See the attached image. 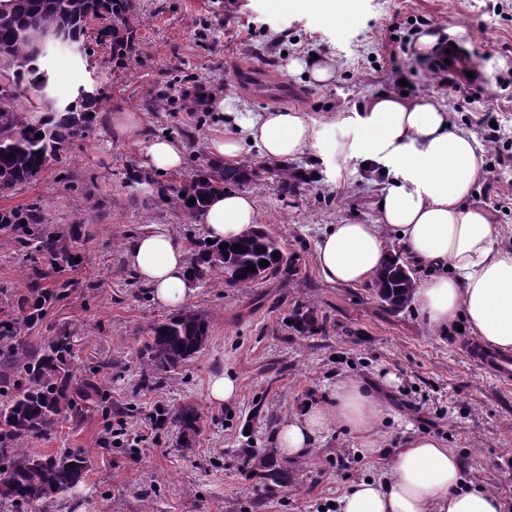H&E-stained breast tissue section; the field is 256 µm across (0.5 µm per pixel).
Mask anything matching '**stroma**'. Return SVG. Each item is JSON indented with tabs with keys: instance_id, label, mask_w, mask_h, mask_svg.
<instances>
[{
	"instance_id": "35a3bbf8",
	"label": "stroma",
	"mask_w": 512,
	"mask_h": 512,
	"mask_svg": "<svg viewBox=\"0 0 512 512\" xmlns=\"http://www.w3.org/2000/svg\"><path fill=\"white\" fill-rule=\"evenodd\" d=\"M351 24L323 20L320 12L273 9L270 0H136L140 49L123 68L106 48L87 37V53L49 51L43 66L50 92L70 101L79 86L103 88L107 101L98 122L75 138L67 152L8 199L11 207L40 199L54 224L65 228L87 217L91 235L81 265L67 269L73 283L67 299L52 308L25 341L36 347L67 333L77 376L106 382L112 417L95 414L83 422L58 424L48 436L27 440L40 454L80 449L91 460L78 505L55 500L37 512H335L332 503L354 481L385 470L412 433L442 440L460 457L467 478L497 493L512 512V382L505 383L468 356L471 336L431 331L413 308L393 314L372 286L327 283L315 263L322 228L343 220L372 224L383 189L364 172L344 145L351 129L322 125L326 113L352 112L378 92L427 96L445 106L456 131L473 134L484 107L506 133L512 151V21L492 10V0H351ZM442 25L448 39L476 50L482 81L466 104L429 70L430 59L404 38L416 19ZM330 54L336 78L319 86L288 72L290 58ZM397 55L410 71L407 84L388 70ZM267 72L272 91L243 86V69ZM224 84L241 108L308 113L320 126L319 146L297 160L307 183L280 201L272 181L242 185L256 202V225L278 238L295 260L292 280L250 288L224 285L194 289L187 306L209 325L205 348L174 371L161 372L158 387L141 381L140 353L154 323L171 317L149 288L138 287L125 263L126 243L146 230H164L191 246L204 236L198 219H184L164 206L155 185L125 186L129 165L144 167V148L164 128L192 131L178 177L209 160L205 143L216 127L214 113L197 122L192 100L200 87ZM164 95L166 111H150L146 93ZM139 117L137 130L119 132L114 118ZM471 197L493 223L512 226V168L483 173ZM39 260L0 231V318L13 310L12 295ZM313 310L322 331L300 336L287 320L297 306ZM398 375L396 387L379 384L382 371ZM234 376L238 401L214 406L209 380ZM378 387L390 414L381 426L384 448L369 457L355 435L327 434L290 466L291 481L265 488L249 478V449L275 447L288 415L331 397L338 381ZM199 407L202 430L193 450L183 453L169 416L181 405Z\"/></svg>"
}]
</instances>
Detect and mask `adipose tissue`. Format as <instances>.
<instances>
[{
	"instance_id": "obj_1",
	"label": "adipose tissue",
	"mask_w": 512,
	"mask_h": 512,
	"mask_svg": "<svg viewBox=\"0 0 512 512\" xmlns=\"http://www.w3.org/2000/svg\"><path fill=\"white\" fill-rule=\"evenodd\" d=\"M223 123L206 142L214 161L236 166L245 146L285 166L315 148L317 122L295 110L251 112L232 97L217 99ZM353 129L347 153L387 178L376 206L378 221L327 225L316 263L331 284L372 283L388 256L386 233L401 236L409 261L425 269L413 295L418 315L434 331L460 326L486 349L512 352V246L502 245L500 225L468 200L482 175L474 137L449 127L446 108L427 97L372 95L359 110L331 117ZM209 239L244 234L257 220L247 193L214 196L198 215ZM125 260L165 307L182 308L191 292L183 243L168 233L146 231L129 241ZM387 409L367 385L346 380L331 398L289 417L277 432L284 457L308 453L334 429L357 435L366 454H379V428ZM336 512H503L500 497L467 484L459 456L432 436H409L386 474L358 480L337 499Z\"/></svg>"
}]
</instances>
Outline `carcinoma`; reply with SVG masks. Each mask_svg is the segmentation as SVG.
Masks as SVG:
<instances>
[{
  "mask_svg": "<svg viewBox=\"0 0 512 512\" xmlns=\"http://www.w3.org/2000/svg\"><path fill=\"white\" fill-rule=\"evenodd\" d=\"M91 19L105 21L97 42L109 47L117 68L139 51L138 9L135 0H0V68L7 82L0 84V199H8L38 179L49 163L58 160L73 140L96 121L106 96L100 89L79 93L61 104L48 91L43 68L44 53L37 37L59 36L65 45L85 46L86 25ZM14 158H7L8 154ZM271 175L279 198L294 195L301 176L279 166L226 168L206 164L186 178L158 187L161 202L192 218L208 199L231 186H240L262 175ZM195 203H190V200ZM81 218L68 231H58L41 204L0 208V230L11 233L24 248H32L44 264L32 268L25 291L16 300L17 313L0 320V504L9 512H25L56 497L77 498L82 491L89 458L82 450L51 456L34 454L21 444L49 433L60 420L81 421L88 412L112 415L110 396L91 376H74L70 337L62 334L37 348H28L22 336L29 334L56 303L69 296L67 267L83 258ZM242 251L222 248L207 240L195 243L190 272L192 281L209 288L231 275L238 288H250L270 279L288 280L294 259L284 254L279 240L265 230H250L235 240ZM266 260L269 265L260 266ZM406 265L398 254L390 255L374 281V293L388 311L409 307L416 288L414 276H405ZM255 267L254 271L247 267ZM292 329L301 336L321 330L313 310L302 305L289 315ZM208 340L207 320L187 310L151 328L146 346L150 365L176 369L200 352ZM172 421L179 430L182 448L191 451L201 428V414L190 403L180 406ZM258 460L252 476L279 486L288 473L276 466L271 453L251 451Z\"/></svg>",
  "mask_w": 512,
  "mask_h": 512,
  "instance_id": "carcinoma-1",
  "label": "carcinoma"
}]
</instances>
